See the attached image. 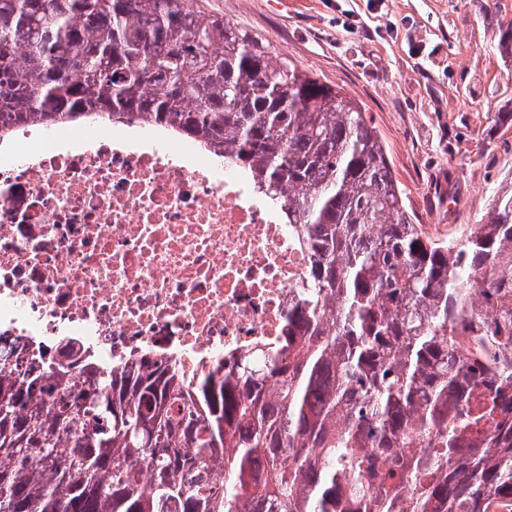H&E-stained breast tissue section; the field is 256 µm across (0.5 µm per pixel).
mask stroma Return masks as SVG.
Listing matches in <instances>:
<instances>
[{
    "label": "stroma",
    "instance_id": "obj_1",
    "mask_svg": "<svg viewBox=\"0 0 512 512\" xmlns=\"http://www.w3.org/2000/svg\"><path fill=\"white\" fill-rule=\"evenodd\" d=\"M358 102L433 239L485 223L512 182V0H201Z\"/></svg>",
    "mask_w": 512,
    "mask_h": 512
}]
</instances>
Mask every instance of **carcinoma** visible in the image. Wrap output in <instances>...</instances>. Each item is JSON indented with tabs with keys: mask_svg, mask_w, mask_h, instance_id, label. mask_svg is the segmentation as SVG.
<instances>
[{
	"mask_svg": "<svg viewBox=\"0 0 512 512\" xmlns=\"http://www.w3.org/2000/svg\"><path fill=\"white\" fill-rule=\"evenodd\" d=\"M88 119L244 169L308 288L275 345L192 384L0 356V512H512V184L436 241L358 103L196 0H0V141Z\"/></svg>",
	"mask_w": 512,
	"mask_h": 512,
	"instance_id": "1",
	"label": "carcinoma"
}]
</instances>
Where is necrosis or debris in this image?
<instances>
[{
	"instance_id": "1",
	"label": "necrosis or debris",
	"mask_w": 512,
	"mask_h": 512,
	"mask_svg": "<svg viewBox=\"0 0 512 512\" xmlns=\"http://www.w3.org/2000/svg\"><path fill=\"white\" fill-rule=\"evenodd\" d=\"M308 252L235 168L103 124L19 129L0 159V354L74 342L193 380L280 336Z\"/></svg>"
}]
</instances>
